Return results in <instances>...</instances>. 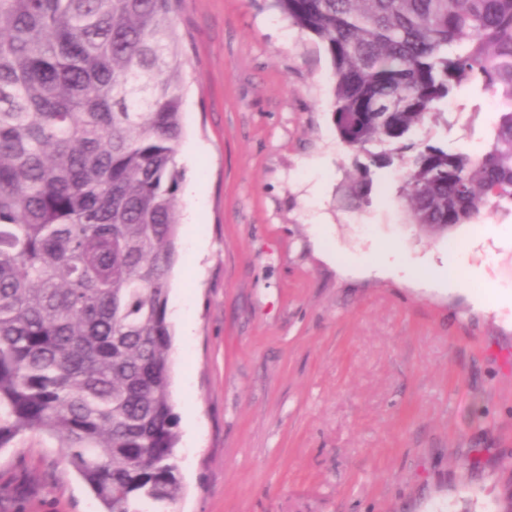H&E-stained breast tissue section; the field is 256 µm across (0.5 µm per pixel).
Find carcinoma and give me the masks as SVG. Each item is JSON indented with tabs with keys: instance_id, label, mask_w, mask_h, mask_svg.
Here are the masks:
<instances>
[{
	"instance_id": "carcinoma-1",
	"label": "carcinoma",
	"mask_w": 512,
	"mask_h": 512,
	"mask_svg": "<svg viewBox=\"0 0 512 512\" xmlns=\"http://www.w3.org/2000/svg\"><path fill=\"white\" fill-rule=\"evenodd\" d=\"M181 0H0V448L43 435L100 512L182 493L171 274L184 169ZM326 50L339 138L399 162L411 224L512 203V0H273ZM498 99L479 154L412 136L460 91ZM398 144L393 152L371 147Z\"/></svg>"
}]
</instances>
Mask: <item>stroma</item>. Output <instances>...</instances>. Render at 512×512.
I'll use <instances>...</instances> for the list:
<instances>
[{"mask_svg":"<svg viewBox=\"0 0 512 512\" xmlns=\"http://www.w3.org/2000/svg\"><path fill=\"white\" fill-rule=\"evenodd\" d=\"M183 214L171 278L182 496L166 512H503L512 502V205L428 237L397 167L332 119L321 44L271 0H181ZM488 100L419 139L482 150ZM458 262L449 265L448 250ZM451 268L460 288L433 275ZM192 321V335L183 324ZM19 512H98L37 434L0 450Z\"/></svg>","mask_w":512,"mask_h":512,"instance_id":"35a3bbf8","label":"stroma"}]
</instances>
